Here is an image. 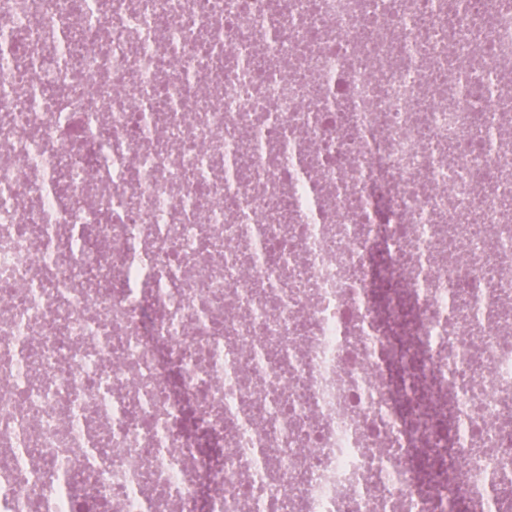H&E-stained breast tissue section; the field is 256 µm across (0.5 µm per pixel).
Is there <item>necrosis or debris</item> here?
Masks as SVG:
<instances>
[{"label": "necrosis or debris", "mask_w": 512, "mask_h": 512, "mask_svg": "<svg viewBox=\"0 0 512 512\" xmlns=\"http://www.w3.org/2000/svg\"><path fill=\"white\" fill-rule=\"evenodd\" d=\"M506 491L512 0H0V512Z\"/></svg>", "instance_id": "obj_1"}]
</instances>
